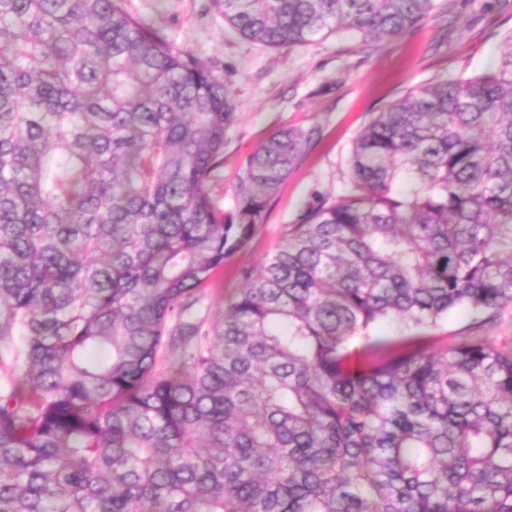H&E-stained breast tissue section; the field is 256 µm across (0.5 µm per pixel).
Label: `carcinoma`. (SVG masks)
<instances>
[{
  "mask_svg": "<svg viewBox=\"0 0 512 512\" xmlns=\"http://www.w3.org/2000/svg\"><path fill=\"white\" fill-rule=\"evenodd\" d=\"M127 0H0V512H512V33L495 69L408 90L209 328L311 133L209 185L224 77ZM272 48L396 38L435 0H216ZM466 308L444 349L418 329ZM176 353L166 369L163 350Z\"/></svg>",
  "mask_w": 512,
  "mask_h": 512,
  "instance_id": "cac0c4a2",
  "label": "carcinoma"
}]
</instances>
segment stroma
<instances>
[{"label": "stroma", "mask_w": 512, "mask_h": 512, "mask_svg": "<svg viewBox=\"0 0 512 512\" xmlns=\"http://www.w3.org/2000/svg\"><path fill=\"white\" fill-rule=\"evenodd\" d=\"M127 4L224 77L237 117L210 189L225 213L235 207L241 163L269 135L285 127L313 134L250 247L230 254L198 293L190 315L207 327L241 287V270L259 268L307 206L340 196L353 142L376 112L435 78L492 69L512 33V0H436L433 11L397 38L366 42L336 34L270 48L239 35L214 0Z\"/></svg>", "instance_id": "1"}]
</instances>
